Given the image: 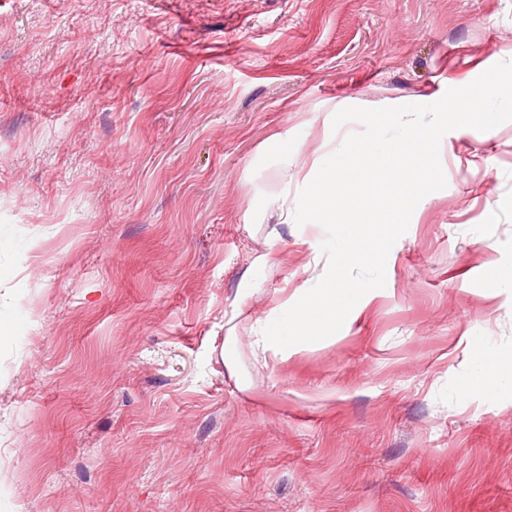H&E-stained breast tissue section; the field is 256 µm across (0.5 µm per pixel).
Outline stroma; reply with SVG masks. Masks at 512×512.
<instances>
[{"mask_svg": "<svg viewBox=\"0 0 512 512\" xmlns=\"http://www.w3.org/2000/svg\"><path fill=\"white\" fill-rule=\"evenodd\" d=\"M511 58L512 0H0V512H512V386L463 390L512 370V121L338 333L248 335L321 268L254 214L329 113ZM501 384L512 385V371L506 376L502 372H491L486 368H480L467 387L470 393L493 390Z\"/></svg>", "mask_w": 512, "mask_h": 512, "instance_id": "1", "label": "stroma"}]
</instances>
